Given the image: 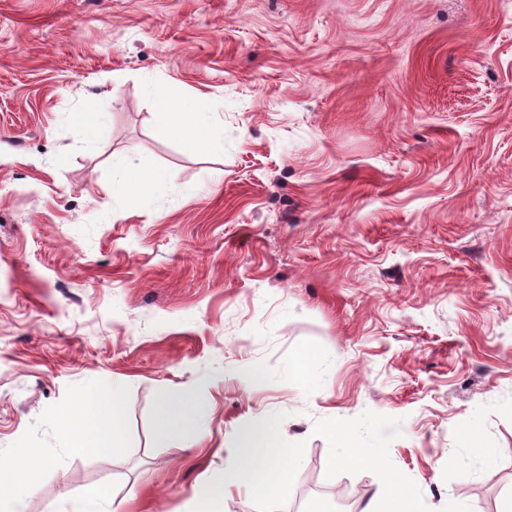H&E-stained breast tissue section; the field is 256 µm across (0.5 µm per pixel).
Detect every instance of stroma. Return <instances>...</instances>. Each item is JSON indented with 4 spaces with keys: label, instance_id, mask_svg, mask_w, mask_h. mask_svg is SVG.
I'll return each mask as SVG.
<instances>
[{
    "label": "stroma",
    "instance_id": "35a3bbf8",
    "mask_svg": "<svg viewBox=\"0 0 512 512\" xmlns=\"http://www.w3.org/2000/svg\"><path fill=\"white\" fill-rule=\"evenodd\" d=\"M171 96L223 152L157 126ZM119 156L167 195L113 200ZM115 386L120 446L71 447ZM267 419L288 494L220 512H362L387 471L416 512L512 496V0H0V457L43 463L0 512H193ZM82 126L83 142L90 145L96 140V133H101L106 127L104 115L101 112L86 110L80 112L77 118ZM185 403L169 400L164 397L156 408L155 430L159 439L167 438L173 431L179 429L184 421ZM74 512H119L115 507V500L108 489H104L98 495L83 499L78 503Z\"/></svg>",
    "mask_w": 512,
    "mask_h": 512
}]
</instances>
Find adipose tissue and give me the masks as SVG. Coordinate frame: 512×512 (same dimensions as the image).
Segmentation results:
<instances>
[{
	"label": "adipose tissue",
	"instance_id": "1",
	"mask_svg": "<svg viewBox=\"0 0 512 512\" xmlns=\"http://www.w3.org/2000/svg\"><path fill=\"white\" fill-rule=\"evenodd\" d=\"M159 123L169 132L184 140L204 145L213 151L224 148V126L214 121L207 112L190 110L175 98L162 101L158 107ZM168 188L164 171L135 162L126 157L112 162V195L131 197L143 205H150L165 195ZM124 410L121 387L109 394L86 397L77 416L68 421L64 431L74 447L90 454L104 450L105 439H118V423ZM108 438H101V431ZM278 427L271 421H260L245 427L240 434L241 452L235 467L212 475L197 492L198 512H212L213 505L233 488L247 487L270 468L283 469L286 460L277 445Z\"/></svg>",
	"mask_w": 512,
	"mask_h": 512
}]
</instances>
